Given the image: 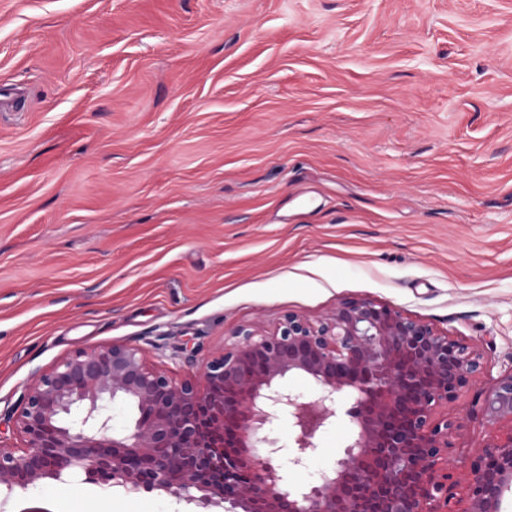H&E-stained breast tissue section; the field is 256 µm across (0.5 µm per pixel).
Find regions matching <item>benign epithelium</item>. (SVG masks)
Returning <instances> with one entry per match:
<instances>
[{
  "label": "benign epithelium",
  "instance_id": "obj_1",
  "mask_svg": "<svg viewBox=\"0 0 512 512\" xmlns=\"http://www.w3.org/2000/svg\"><path fill=\"white\" fill-rule=\"evenodd\" d=\"M482 370L475 346L371 299L316 321L290 313L270 334L242 328L181 381L138 348L79 350L36 373L8 414L23 446L0 443V501L83 475L124 493L163 490L200 512H503L512 372L485 396L498 431L472 455L463 497L443 454L455 422L437 417ZM294 373L319 386L317 399L284 384ZM116 401L135 413L120 432L108 414ZM284 420L286 448L268 435ZM339 422L351 425L343 453L315 481L290 484L316 434Z\"/></svg>",
  "mask_w": 512,
  "mask_h": 512
}]
</instances>
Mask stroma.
<instances>
[{"label": "stroma", "mask_w": 512, "mask_h": 512, "mask_svg": "<svg viewBox=\"0 0 512 512\" xmlns=\"http://www.w3.org/2000/svg\"><path fill=\"white\" fill-rule=\"evenodd\" d=\"M2 88L1 443L75 351L134 346L179 381L240 328L368 298L477 344L447 408L466 473L512 372V0H0ZM43 502L193 512L90 482L0 512Z\"/></svg>", "instance_id": "obj_1"}]
</instances>
